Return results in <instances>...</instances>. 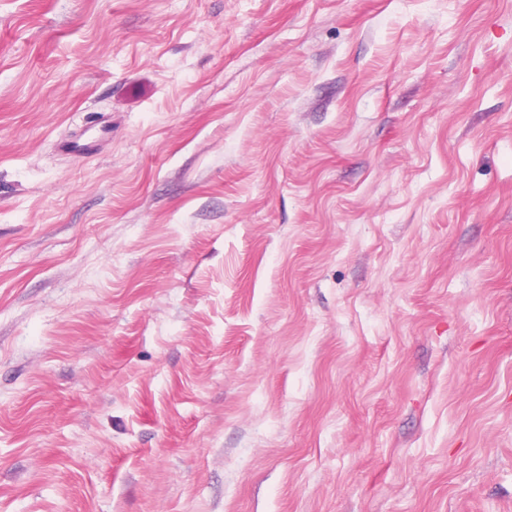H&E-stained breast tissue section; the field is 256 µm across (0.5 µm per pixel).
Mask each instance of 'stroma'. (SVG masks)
Listing matches in <instances>:
<instances>
[{"instance_id": "35a3bbf8", "label": "stroma", "mask_w": 512, "mask_h": 512, "mask_svg": "<svg viewBox=\"0 0 512 512\" xmlns=\"http://www.w3.org/2000/svg\"><path fill=\"white\" fill-rule=\"evenodd\" d=\"M0 512H512V0H0Z\"/></svg>"}]
</instances>
